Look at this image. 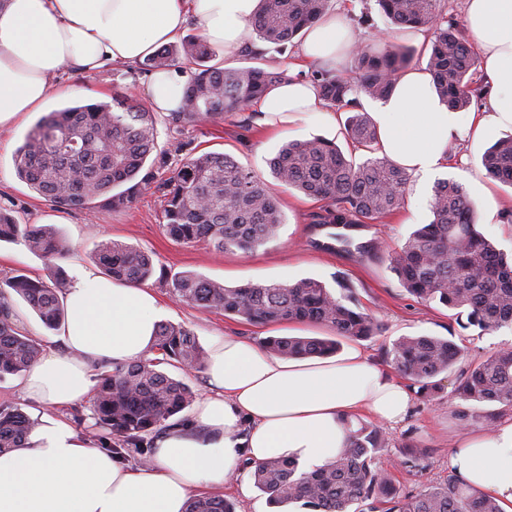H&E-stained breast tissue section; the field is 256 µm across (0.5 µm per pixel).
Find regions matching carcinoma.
Returning a JSON list of instances; mask_svg holds the SVG:
<instances>
[{"label": "carcinoma", "instance_id": "1", "mask_svg": "<svg viewBox=\"0 0 512 512\" xmlns=\"http://www.w3.org/2000/svg\"><path fill=\"white\" fill-rule=\"evenodd\" d=\"M329 0H261L251 27L259 41L285 53L305 28L328 10ZM392 25L424 28L431 40L421 48L427 57L439 99L448 108L464 110L482 95L469 73L476 53L464 24L447 15L442 0H377ZM356 77L342 79L319 70L313 81L323 100L348 112L346 137L366 152L374 151L377 126L359 107L355 95L384 99L394 91L414 51L387 45L373 51L362 45L352 50ZM212 50L199 35L158 50L143 62V70L159 72L182 61L196 65L184 89L181 110L172 113L176 133L246 112L267 88L287 77L286 70L262 66L227 67L210 64ZM157 149L154 113L128 92L110 102L77 104L42 117L27 134L14 157L18 176L38 194L61 206L94 205L102 212L121 209L144 192L157 188L164 197L163 229L173 241L192 244L206 240L222 252L250 251L277 238L283 224L279 199L268 182L233 158L219 153L190 154L172 176L154 184V175L141 174L148 156ZM488 177L512 186V138L501 139L481 157ZM276 182L326 202L319 223L348 228L378 222L404 203L407 172L393 162L369 157L348 158L336 144L319 138L291 141L269 162ZM432 219L413 230L388 255L402 287L425 302L437 301L454 312L464 329L484 335L512 328V259L477 227L475 211L462 186L440 181L429 201ZM22 239L47 266L43 278L14 274L0 287V378L19 375L42 353L41 340L18 330L12 295L21 297L47 327L64 320L63 297L68 281L58 261L67 243L49 224H17L0 212V241ZM337 249L361 256L373 249L355 243L347 234L335 237ZM94 258L114 279L141 284L155 274L152 258L115 241L100 242ZM179 302L224 315L249 325L313 322L334 338L268 337L264 347L284 358L324 357L336 352L337 338L367 340L378 324L365 312L353 289L343 283L334 293L324 282L301 278L290 284L248 283L228 287L192 272L162 276ZM152 350L145 358L115 365L100 378L92 404L93 429L104 430L102 448L117 455L132 448L148 452L144 438L177 423L195 392L180 379L159 370L178 364L183 370L203 367L205 356L195 336L171 323L158 326ZM463 349L435 336H401L386 351L391 366L430 395L434 378L451 371ZM454 398L466 407L457 410L460 428L479 417L480 407L497 404L512 409V349L496 351L460 372ZM37 421L10 406H0V454L21 446ZM348 447L326 466L304 471L298 463L274 458L254 466L255 486L269 504L299 503L310 512H350L369 502L368 512H503L486 492L452 477L426 485L414 495L400 492L391 475L376 465L384 440L373 426L348 424ZM186 512H234L215 497H197Z\"/></svg>", "mask_w": 512, "mask_h": 512}]
</instances>
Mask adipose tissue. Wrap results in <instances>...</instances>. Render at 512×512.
Listing matches in <instances>:
<instances>
[{
  "mask_svg": "<svg viewBox=\"0 0 512 512\" xmlns=\"http://www.w3.org/2000/svg\"><path fill=\"white\" fill-rule=\"evenodd\" d=\"M260 0H0V127L38 111L65 71L93 73L135 66L174 43L195 22L209 45L233 56L251 40ZM467 30L491 87L488 109L461 120L436 95L425 69L407 70L373 118L378 154L414 176L448 158L462 129L481 137L512 126V0H466ZM356 39L343 15L330 12L306 31L301 65L335 67ZM190 67L154 74L152 109L179 111ZM262 125L286 129L299 113L339 121L310 82L289 73L257 102ZM65 352L45 351L22 379L24 395L62 409L87 400L100 363L147 357L165 312L154 290L78 270L65 298ZM204 372L209 394L189 423L154 441L150 459L121 464L59 417L47 416L25 444L0 455V512H186L192 497L218 493L240 461L290 458L307 471L345 448L347 421L360 413L395 424L412 406L410 390L353 348L341 358H282L256 340L215 337ZM464 483L512 506V422L489 435H463L448 457Z\"/></svg>",
  "mask_w": 512,
  "mask_h": 512,
  "instance_id": "obj_1",
  "label": "adipose tissue"
}]
</instances>
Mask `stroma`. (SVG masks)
Here are the masks:
<instances>
[{"mask_svg": "<svg viewBox=\"0 0 512 512\" xmlns=\"http://www.w3.org/2000/svg\"><path fill=\"white\" fill-rule=\"evenodd\" d=\"M333 10L346 14L350 24L359 25L360 15L370 22L359 25L364 44L380 49L388 43L411 48L412 36H399L397 28L380 11L376 0H330ZM150 73L120 65H111L87 75L62 73L58 79L66 93L51 92L42 112L30 114L17 130L0 134V210L9 212L18 223L30 224L42 213L51 211L52 202L43 198L15 170L14 154L41 113L55 112L76 103L107 101L115 90L135 88L139 99H146ZM158 147L148 158L146 170L158 179L169 178L184 154L216 152L231 155L242 165L263 178H270L269 161L281 145L290 140L320 137L335 142L344 153L365 160L366 152L355 150L343 130H332L317 112H306L283 131L263 130L252 124L245 113H228L206 124L186 128L174 136L167 119L157 121ZM512 135V128H498L481 140L470 135L456 137L448 148V160L435 176L410 177L405 203L381 222L367 225L357 235L359 241L371 244L370 254L361 256L320 249L325 231L315 221L322 204L293 189L279 190L285 218L276 240L251 252H218L213 245L199 242L181 245L168 238L163 230V206L160 193L145 192L127 208L103 213L93 206L69 207L61 213L58 231L69 244L61 265L67 275L77 268H94L93 250L104 240L112 239L133 245L149 254L156 269L174 274L192 271L229 286L247 283L288 284L311 277L328 287L337 282L348 283L356 292L361 307L378 322L380 329L372 339L360 342V349L377 364H385V350L399 337L429 335L452 339L465 350L467 360L483 358L499 349L512 347V329L478 335L462 329L451 311L438 303H425L410 296L391 271L388 255L405 241L411 231L430 219L428 201L436 182L450 180L462 184L474 206L482 232L492 238L506 254H512V187L489 179L481 164L484 151L497 139ZM22 272L38 278L46 273L44 260L31 253L23 242H0V279ZM159 300L167 310L166 322L189 329L201 347H208L217 335L247 336L263 340L268 336H321L324 328L313 324L281 323L247 325L225 317L223 312L203 310L172 297L159 279H151ZM455 373L439 375V392L431 398L414 396L413 410L396 427L381 426L385 447L377 457L379 466L389 469L394 482L415 493L423 485L446 481L450 475L448 455L456 447L462 432L483 434L484 419L460 429L454 418L458 406L451 391ZM420 453L426 465L422 472L395 467L404 447Z\"/></svg>", "mask_w": 512, "mask_h": 512, "instance_id": "obj_1", "label": "stroma"}]
</instances>
